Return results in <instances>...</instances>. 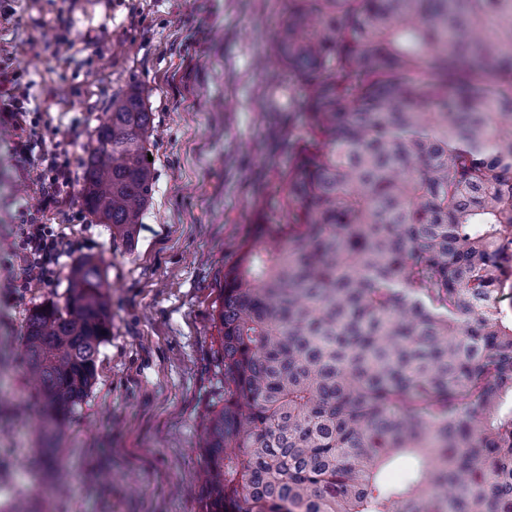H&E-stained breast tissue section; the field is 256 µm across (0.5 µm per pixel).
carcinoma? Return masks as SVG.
Wrapping results in <instances>:
<instances>
[{
  "label": "carcinoma",
  "instance_id": "obj_1",
  "mask_svg": "<svg viewBox=\"0 0 512 512\" xmlns=\"http://www.w3.org/2000/svg\"><path fill=\"white\" fill-rule=\"evenodd\" d=\"M272 54L301 125L218 281L203 512H512V0H288ZM151 116L112 99L83 160L124 238ZM104 288L84 257L28 316L47 433L95 383Z\"/></svg>",
  "mask_w": 512,
  "mask_h": 512
}]
</instances>
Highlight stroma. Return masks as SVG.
<instances>
[{"label":"stroma","mask_w":512,"mask_h":512,"mask_svg":"<svg viewBox=\"0 0 512 512\" xmlns=\"http://www.w3.org/2000/svg\"><path fill=\"white\" fill-rule=\"evenodd\" d=\"M288 0H0V99L23 100L38 142L18 165L0 126V510L199 512L203 424L224 393L216 277L286 161L288 85L260 67ZM151 114L153 197L132 240L83 208V159L114 97ZM72 173L64 212L41 208L44 153ZM53 225L74 249L28 280L21 228ZM104 262L112 331L97 379L59 437L70 477L33 473L40 405L23 359L30 310L64 301L75 262Z\"/></svg>","instance_id":"stroma-1"}]
</instances>
